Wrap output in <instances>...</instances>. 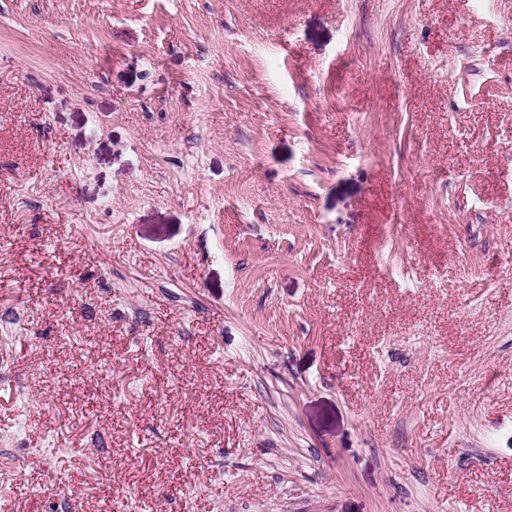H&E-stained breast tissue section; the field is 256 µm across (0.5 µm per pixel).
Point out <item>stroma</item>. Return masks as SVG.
I'll return each instance as SVG.
<instances>
[{
  "mask_svg": "<svg viewBox=\"0 0 512 512\" xmlns=\"http://www.w3.org/2000/svg\"><path fill=\"white\" fill-rule=\"evenodd\" d=\"M0 512H512V0H0Z\"/></svg>",
  "mask_w": 512,
  "mask_h": 512,
  "instance_id": "35a3bbf8",
  "label": "stroma"
}]
</instances>
